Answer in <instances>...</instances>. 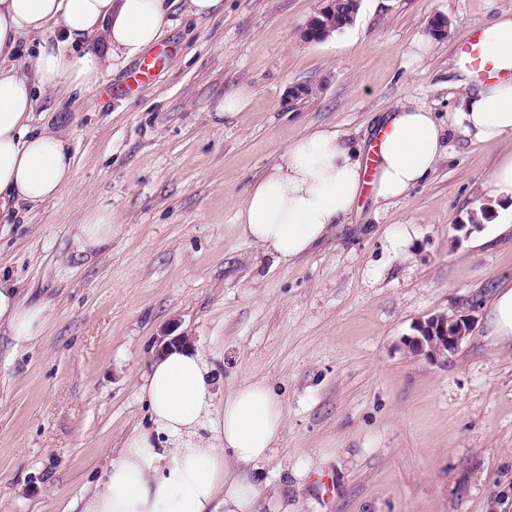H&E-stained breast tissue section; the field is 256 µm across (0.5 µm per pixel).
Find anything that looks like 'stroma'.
<instances>
[{
  "label": "stroma",
  "instance_id": "obj_1",
  "mask_svg": "<svg viewBox=\"0 0 512 512\" xmlns=\"http://www.w3.org/2000/svg\"><path fill=\"white\" fill-rule=\"evenodd\" d=\"M321 6L224 0L223 16L199 19L178 4L150 80L119 60L81 98L39 94L33 124L65 130L75 175L0 224V276L52 311L36 346L0 334V512H80L109 450L148 422L139 385L171 325L222 381L256 375L283 398L259 512H512V348L487 318L512 282V235L482 244L466 224L512 141L453 137L427 181L384 208L362 198L285 265L234 224L252 183L315 126L365 143L407 102L447 121L472 23L512 0H360L351 26L305 42ZM300 85L312 95L293 97ZM242 88L248 106L219 117ZM89 206L112 216L92 254L74 238ZM473 300L477 321L447 362L404 353L416 323Z\"/></svg>",
  "mask_w": 512,
  "mask_h": 512
}]
</instances>
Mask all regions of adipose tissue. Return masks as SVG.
Instances as JSON below:
<instances>
[{
  "label": "adipose tissue",
  "mask_w": 512,
  "mask_h": 512,
  "mask_svg": "<svg viewBox=\"0 0 512 512\" xmlns=\"http://www.w3.org/2000/svg\"><path fill=\"white\" fill-rule=\"evenodd\" d=\"M170 0H0V223L21 205L46 203L69 184L73 158L62 131H35V91L81 95L117 59L141 56L172 24ZM493 70L453 66L459 103L447 122L420 105H400L376 132L375 169L365 181L362 146L320 126L290 144L238 205L241 235L286 264L307 255L358 209L364 186L387 206L424 181L448 149L447 136L512 139V9L479 25ZM33 53L15 61L19 41ZM47 305L26 302L0 281V328L16 346L42 338ZM150 424L109 457L83 512H257L264 490L254 471L283 442L282 398L252 376L224 386L205 353L173 347L142 377Z\"/></svg>",
  "instance_id": "1"
}]
</instances>
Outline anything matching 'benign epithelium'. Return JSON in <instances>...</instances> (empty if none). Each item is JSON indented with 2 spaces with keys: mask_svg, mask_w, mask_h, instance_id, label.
<instances>
[{
  "mask_svg": "<svg viewBox=\"0 0 512 512\" xmlns=\"http://www.w3.org/2000/svg\"><path fill=\"white\" fill-rule=\"evenodd\" d=\"M322 3V8L307 21L301 31V38L305 42H321L331 33V28L324 19L336 15V0H322ZM477 308V303L473 301L461 315H433L417 324L414 327V334L404 337L401 344L414 356L430 363L446 362L448 355L458 350L460 344L471 333ZM156 344V353L160 354L170 347L191 344V338L185 334L175 336L173 329L165 328L158 336Z\"/></svg>",
  "mask_w": 512,
  "mask_h": 512,
  "instance_id": "benign-epithelium-1",
  "label": "benign epithelium"
}]
</instances>
